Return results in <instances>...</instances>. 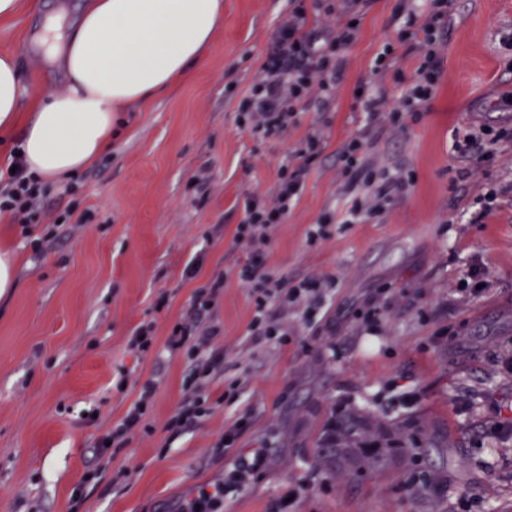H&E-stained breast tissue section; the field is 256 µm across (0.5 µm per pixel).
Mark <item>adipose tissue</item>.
<instances>
[{"mask_svg": "<svg viewBox=\"0 0 512 512\" xmlns=\"http://www.w3.org/2000/svg\"><path fill=\"white\" fill-rule=\"evenodd\" d=\"M224 21V0H85L50 59L66 79L59 93L22 110L14 54H0V132L24 123L27 174L55 181L112 148L114 115L204 64Z\"/></svg>", "mask_w": 512, "mask_h": 512, "instance_id": "ef3b65f1", "label": "adipose tissue"}]
</instances>
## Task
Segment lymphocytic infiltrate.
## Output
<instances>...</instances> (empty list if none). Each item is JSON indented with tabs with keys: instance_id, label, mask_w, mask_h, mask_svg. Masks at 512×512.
<instances>
[{
	"instance_id": "lymphocytic-infiltrate-1",
	"label": "lymphocytic infiltrate",
	"mask_w": 512,
	"mask_h": 512,
	"mask_svg": "<svg viewBox=\"0 0 512 512\" xmlns=\"http://www.w3.org/2000/svg\"><path fill=\"white\" fill-rule=\"evenodd\" d=\"M425 3L422 9L416 8L413 0L403 5L398 31L399 41L408 44L418 59L414 76L400 96L401 104L410 112L423 111L435 94L442 74V47L452 21V0ZM371 5L372 0H288V13L268 44L260 75L239 105L241 127L255 136H278L294 123L298 106L335 97L340 68L359 36V22ZM313 9L323 13L325 23L310 25L309 12ZM356 100L368 121L343 142L338 152L343 192L350 198L344 214L348 224L382 212L410 186L409 180L402 177L376 175L375 165L367 157V148L382 127L389 104L386 89L362 90ZM510 134L509 125L467 127L454 145L458 180L474 178L479 163L492 156L497 142ZM321 144L320 133L309 134L299 148L301 163L284 166L270 194L250 195L243 202V218L235 238L248 253L246 260L236 265L235 274L240 282L258 290L251 322L253 335L269 337L281 332L278 313L312 303L321 294L318 282L307 280L291 286L266 268L272 235L278 225L286 223L303 194ZM47 192L46 185L26 176L24 168H16L0 189V214H10L14 221L28 224ZM223 289L220 278L197 288L192 312L174 326L166 339L168 350L188 351L192 359L187 393L167 424L172 433L193 428L204 413L205 388L216 370V363L206 350L209 342L221 334L220 326L208 321L207 316ZM156 392L155 380L141 384L126 413L98 439L101 454H108L113 447H124L141 428Z\"/></svg>"
}]
</instances>
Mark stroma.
Returning <instances> with one entry per match:
<instances>
[{"mask_svg": "<svg viewBox=\"0 0 512 512\" xmlns=\"http://www.w3.org/2000/svg\"><path fill=\"white\" fill-rule=\"evenodd\" d=\"M81 0H41L38 12L0 21L26 96L60 92L64 77L38 42L68 27ZM402 0H374L341 69L335 99L299 107L281 137L240 128L238 104L259 70L288 0H224V22L204 65L122 113L112 149L59 180L33 216L32 236L0 222V245L21 258L0 296V512H168L201 485L252 465L224 494V512H512V138L500 141L468 185L453 187V143L475 123L503 121L512 96V0H453L439 89L427 111L398 113L369 149L409 177L403 196L358 224L332 226L311 245L307 230L340 215L341 144L361 126L357 87L372 78L386 42L397 61L383 81L398 95L417 61L396 40ZM322 152L267 267L289 284L334 281L313 316L284 314L285 333L254 340L252 287L232 267L243 197L267 193L308 134ZM500 195L472 223L485 185ZM487 284H462L472 259ZM225 276L212 344L222 362L198 426L166 429L185 393L187 354L165 340L196 288ZM377 301L376 320L364 318ZM153 323L156 346L128 339ZM159 386L144 427L101 456L96 443L147 379ZM390 421L421 422L433 447L412 449L395 472L335 481L311 464L333 406ZM228 449L216 444L236 422Z\"/></svg>", "mask_w": 512, "mask_h": 512, "instance_id": "35a3bbf8", "label": "stroma"}]
</instances>
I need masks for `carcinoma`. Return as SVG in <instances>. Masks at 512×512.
Here are the masks:
<instances>
[{
	"mask_svg": "<svg viewBox=\"0 0 512 512\" xmlns=\"http://www.w3.org/2000/svg\"><path fill=\"white\" fill-rule=\"evenodd\" d=\"M416 444L407 427L358 407L332 410L316 440L313 464L339 480L399 470Z\"/></svg>",
	"mask_w": 512,
	"mask_h": 512,
	"instance_id": "1",
	"label": "carcinoma"
}]
</instances>
